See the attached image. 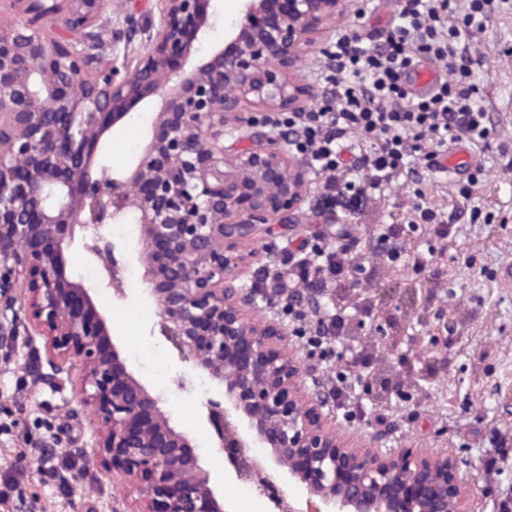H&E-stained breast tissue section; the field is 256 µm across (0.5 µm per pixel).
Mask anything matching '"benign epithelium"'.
Wrapping results in <instances>:
<instances>
[{
    "instance_id": "1",
    "label": "benign epithelium",
    "mask_w": 512,
    "mask_h": 512,
    "mask_svg": "<svg viewBox=\"0 0 512 512\" xmlns=\"http://www.w3.org/2000/svg\"><path fill=\"white\" fill-rule=\"evenodd\" d=\"M21 13L0 34V343L16 335L12 306L26 307L57 373L78 364L75 391L92 408L93 453L107 475L137 488L135 512H226L210 475L186 453L189 437L109 343L90 289L68 275L76 229L84 248L111 259V224L140 225L135 252L145 296L161 327L195 369L224 394L219 416L229 475L257 483L275 512H303L301 495L327 512H467L456 460L409 448L354 453L297 396L298 367L270 348L275 333L238 317L242 287L229 276L224 244L271 234L302 199L305 163L290 154L269 117H226L242 103L287 110L301 89L284 74L341 0H240L224 21V49L188 65L218 17L204 0H159L160 22L137 32V63H117L106 36L107 0H15ZM155 98L156 134L137 162L116 171L102 135ZM237 168L224 171V135ZM167 240L159 263L154 242ZM263 448L267 466L241 453Z\"/></svg>"
}]
</instances>
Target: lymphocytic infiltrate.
Returning <instances> with one entry per match:
<instances>
[{"mask_svg": "<svg viewBox=\"0 0 512 512\" xmlns=\"http://www.w3.org/2000/svg\"><path fill=\"white\" fill-rule=\"evenodd\" d=\"M398 0L391 29L368 45L354 31L340 35L330 51L325 91L306 112H292L280 122L289 142L307 154L323 180L319 214L341 217L359 210L368 193L397 179L418 178L421 167H436L449 143L485 140L488 115L477 93L478 57L471 32L491 17L494 0ZM437 64L445 79L422 97L406 87L414 61ZM371 139L370 147L349 151L350 133ZM321 246L299 244L282 250L276 268L263 269L252 287L276 302L296 324V332L320 361L335 362L336 377L328 394L348 418L362 413L366 397L386 394L406 399L401 385L380 378L367 365L371 352L342 342L350 307L315 318L314 304L329 285L359 271V242L346 225L321 234Z\"/></svg>", "mask_w": 512, "mask_h": 512, "instance_id": "obj_1", "label": "lymphocytic infiltrate"}]
</instances>
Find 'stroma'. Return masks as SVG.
Returning <instances> with one entry per match:
<instances>
[{"label":"stroma","instance_id":"1","mask_svg":"<svg viewBox=\"0 0 512 512\" xmlns=\"http://www.w3.org/2000/svg\"><path fill=\"white\" fill-rule=\"evenodd\" d=\"M127 4L109 0L107 16L120 59L131 65L142 43L125 19ZM396 7V0H345L341 10L322 23L287 73L292 82L312 89L300 109L314 106L321 92L325 48L352 29L375 41L380 30L391 25ZM472 43L482 59L477 84L490 117L486 141L468 147L472 165L462 175L427 170L414 183L396 180L347 218L360 242L361 259L374 268L376 280L373 314L355 315L346 336L359 345H372L375 373L410 380L412 400L392 402L383 395L365 405L364 419L345 420L325 397L335 366L315 368L287 315L256 302L245 306L243 316L256 326L272 324L286 333L299 362L301 396L322 400L321 417L332 421L345 441L372 444L383 455L401 448L429 456L448 453L463 462L462 477L477 491L468 504L470 512H495L498 489L512 487V461L489 475L480 455L494 430L512 452V287L499 281L502 268L512 266V174L506 172L512 165V0H495L487 26L474 31ZM153 117L152 109H138L106 130L102 143L113 169H122L139 154ZM472 174L477 182L470 197L462 198L459 190ZM319 192V177L309 175L300 209L289 218V232L262 233L238 245L231 268L238 284L250 286L256 271L277 263L288 240L308 239L322 229L323 221L315 214ZM420 205L437 210L451 225L448 239H435L422 228L412 234L411 252L433 254L425 270L406 259L379 264L374 257L379 225L415 224ZM94 295L120 354H127L134 340L167 351L172 385H161L137 361H130L129 367L161 395V407L172 424L197 439L207 426L206 404L214 393L196 389V371L162 334L159 318L133 327L123 322L124 309L144 305L139 286L126 288L120 296L103 275L95 282ZM427 361L435 364L433 373H422ZM50 373L44 337L19 327L10 345L0 349V476L11 478L9 484L0 483V494L7 496L0 501V512H125L135 504L133 487L108 476L92 483L93 475H101L97 459L77 455L90 445L95 428L93 413L79 403L70 384L78 369L70 368L67 381L51 379ZM384 410L395 420L386 433L372 423L375 413ZM43 448L52 449V456L40 457ZM197 457L231 512H271L270 502L256 486L225 479L223 451L204 449ZM81 469L88 470V478L72 480V473ZM70 483L75 493L63 494L62 486Z\"/></svg>","mask_w":512,"mask_h":512}]
</instances>
